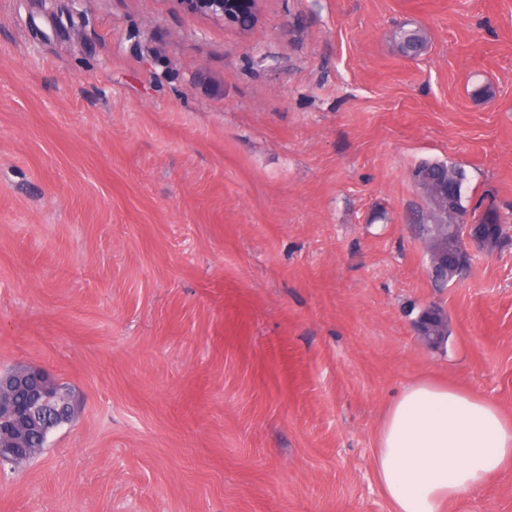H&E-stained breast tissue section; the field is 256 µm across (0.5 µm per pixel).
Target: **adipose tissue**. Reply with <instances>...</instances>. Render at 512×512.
I'll list each match as a JSON object with an SVG mask.
<instances>
[{
    "label": "adipose tissue",
    "instance_id": "ef3b65f1",
    "mask_svg": "<svg viewBox=\"0 0 512 512\" xmlns=\"http://www.w3.org/2000/svg\"><path fill=\"white\" fill-rule=\"evenodd\" d=\"M374 458L392 512H445L512 466V420L490 399L419 380L388 407Z\"/></svg>",
    "mask_w": 512,
    "mask_h": 512
}]
</instances>
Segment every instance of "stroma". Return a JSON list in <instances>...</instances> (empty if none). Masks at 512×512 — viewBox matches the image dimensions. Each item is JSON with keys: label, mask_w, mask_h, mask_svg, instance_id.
Wrapping results in <instances>:
<instances>
[{"label": "stroma", "mask_w": 512, "mask_h": 512, "mask_svg": "<svg viewBox=\"0 0 512 512\" xmlns=\"http://www.w3.org/2000/svg\"><path fill=\"white\" fill-rule=\"evenodd\" d=\"M424 160L512 213V0H0V372L77 404L0 512H391L405 386L512 416V243L434 287ZM447 512H512V467ZM193 13L209 20L251 29L258 20V0H178Z\"/></svg>", "instance_id": "35a3bbf8"}]
</instances>
